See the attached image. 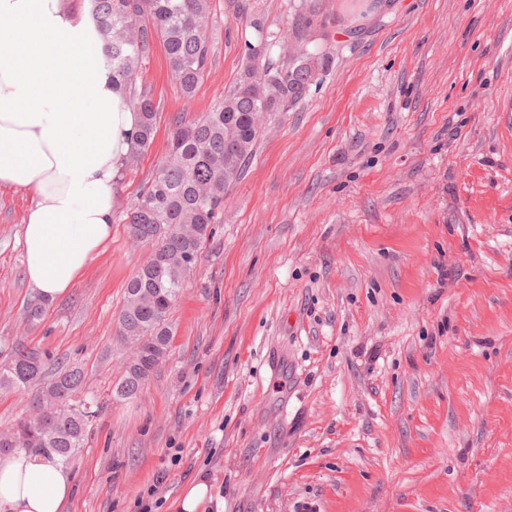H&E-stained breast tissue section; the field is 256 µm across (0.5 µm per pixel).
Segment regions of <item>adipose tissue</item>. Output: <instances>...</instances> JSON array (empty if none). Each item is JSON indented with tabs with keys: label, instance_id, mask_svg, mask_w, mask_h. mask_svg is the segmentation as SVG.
Returning a JSON list of instances; mask_svg holds the SVG:
<instances>
[{
	"label": "adipose tissue",
	"instance_id": "obj_1",
	"mask_svg": "<svg viewBox=\"0 0 512 512\" xmlns=\"http://www.w3.org/2000/svg\"><path fill=\"white\" fill-rule=\"evenodd\" d=\"M90 0H0V187L32 193L25 278L66 294L112 237L114 198L139 115L105 63ZM70 470L0 456V512H65Z\"/></svg>",
	"mask_w": 512,
	"mask_h": 512
}]
</instances>
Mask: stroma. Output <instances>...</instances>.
Returning <instances> with one entry per match:
<instances>
[{
	"instance_id": "1",
	"label": "stroma",
	"mask_w": 512,
	"mask_h": 512,
	"mask_svg": "<svg viewBox=\"0 0 512 512\" xmlns=\"http://www.w3.org/2000/svg\"><path fill=\"white\" fill-rule=\"evenodd\" d=\"M193 98L155 45L138 82L157 132L125 168L103 252L26 308L32 195L0 188V364L23 343L78 368L100 410L67 512H512V0H211ZM271 60L328 49L269 122L172 307L166 357L113 398L117 335L150 251L122 214L177 117ZM211 499L210 486L205 478L197 477L180 499L177 510L178 512H198L203 504Z\"/></svg>"
}]
</instances>
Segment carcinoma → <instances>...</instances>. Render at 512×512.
I'll list each match as a JSON object with an SVG mask.
<instances>
[{"mask_svg":"<svg viewBox=\"0 0 512 512\" xmlns=\"http://www.w3.org/2000/svg\"><path fill=\"white\" fill-rule=\"evenodd\" d=\"M104 38L105 62L125 106L140 115L131 155L146 152L155 138L157 110L150 91L137 85L138 71L155 42L164 48L172 76L186 99L194 97L208 65L210 0H91ZM270 43L250 46L241 80L224 99L197 119H176L167 152L150 184L129 207L130 237L150 248L147 262L133 277L118 316L121 340L130 345L125 375L115 389L125 399L166 356L171 329L168 311L197 266L203 242L220 223L224 197L240 179L265 125L301 99L329 53L300 49L273 65L264 61ZM46 363L22 344L0 366V387L28 390L41 381ZM82 373L60 370L32 397L37 415L0 437V452L28 451L69 464L95 416L79 399Z\"/></svg>","mask_w":512,"mask_h":512,"instance_id":"1","label":"carcinoma"}]
</instances>
